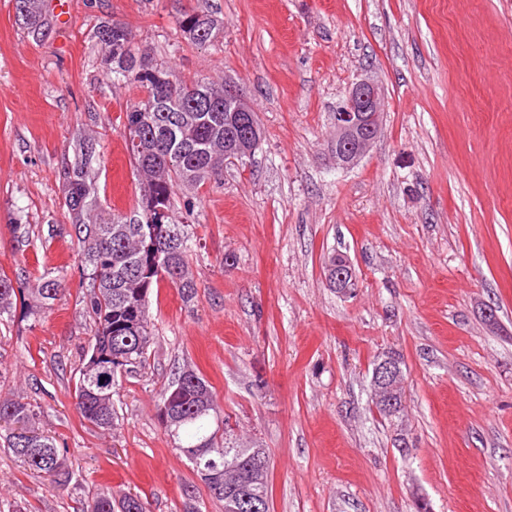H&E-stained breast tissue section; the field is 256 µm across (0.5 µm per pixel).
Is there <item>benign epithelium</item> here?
<instances>
[{
    "instance_id": "benign-epithelium-1",
    "label": "benign epithelium",
    "mask_w": 512,
    "mask_h": 512,
    "mask_svg": "<svg viewBox=\"0 0 512 512\" xmlns=\"http://www.w3.org/2000/svg\"><path fill=\"white\" fill-rule=\"evenodd\" d=\"M385 90L382 84L370 78L360 79L349 89L346 98L337 108L334 116L333 134L325 149V158L341 169L352 168L367 156L377 139L384 119ZM224 111L251 112L252 106L246 96L232 80H224ZM262 138L260 126L255 125L252 133L245 141L228 143L226 154L244 157L251 155ZM347 270L336 269V274L327 276L330 285L336 292L347 295L354 286L355 279L351 278L354 269L351 262H346ZM400 366L392 359L384 357L376 364L372 384L375 399L389 401L388 413L399 415L401 405L390 399L394 394L396 381L400 379ZM185 453L201 467L203 474L212 485L224 489V470L217 463L204 457V453L194 448H188Z\"/></svg>"
}]
</instances>
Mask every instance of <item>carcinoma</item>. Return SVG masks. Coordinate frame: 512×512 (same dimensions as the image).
Masks as SVG:
<instances>
[{
	"instance_id": "1",
	"label": "carcinoma",
	"mask_w": 512,
	"mask_h": 512,
	"mask_svg": "<svg viewBox=\"0 0 512 512\" xmlns=\"http://www.w3.org/2000/svg\"><path fill=\"white\" fill-rule=\"evenodd\" d=\"M22 24L33 34L45 27L44 0H15ZM178 25L194 46L212 45L223 39V21L205 13H184ZM96 37L108 49L112 73L137 82L141 100L125 112L123 128L132 139L127 148L143 176L138 217L102 210L87 223L84 215L97 209L86 183L95 160L94 144L83 143L67 172L66 206L77 239L78 257L86 280L87 313L93 336L83 351L75 386L76 408L84 420L100 429H114L119 415L113 396L118 375L136 371L146 360L152 330L147 304L151 289L162 281L192 299L197 284L190 259L197 240L190 225L179 224L173 215V195L181 184L200 185L224 169V141L245 129L229 122L224 111V85L174 73L151 51L133 44L126 27L104 23ZM59 278L43 279L31 298L44 309L64 294ZM18 299L12 279L0 272V315L8 313ZM103 359L90 361L92 352ZM119 354L117 363L112 356ZM159 407H167L174 420L162 422L174 447L197 448L223 461L224 478H241L249 491L269 499V456L263 448H242L229 441L231 428L222 416L211 386L196 370L179 371L160 394ZM39 407L21 398L0 400V425L11 455L37 473L53 476L64 486L71 474L65 468L66 449L40 431ZM134 497L119 501L95 493L83 512H131Z\"/></svg>"
}]
</instances>
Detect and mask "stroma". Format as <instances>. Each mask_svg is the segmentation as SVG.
<instances>
[{
  "instance_id": "35a3bbf8",
  "label": "stroma",
  "mask_w": 512,
  "mask_h": 512,
  "mask_svg": "<svg viewBox=\"0 0 512 512\" xmlns=\"http://www.w3.org/2000/svg\"><path fill=\"white\" fill-rule=\"evenodd\" d=\"M67 3L68 26L36 38L0 0V271L25 290L65 284L51 309L0 316V398L39 406L72 480L0 447V512H81L102 490L146 512H224L158 420L186 365L232 441L266 448L270 512H512V0ZM186 11L223 19L221 42L189 44ZM112 21L182 76L240 82L264 135L250 159L177 187L197 294L152 290L147 362L120 377L122 421L102 430L75 407L92 332L65 172L92 139V196L134 215L123 117L141 93L107 69L95 32ZM367 76L385 89L383 128L339 169L323 144ZM335 251L355 269L348 297L325 278ZM388 352L405 372L391 419L371 389Z\"/></svg>"
}]
</instances>
